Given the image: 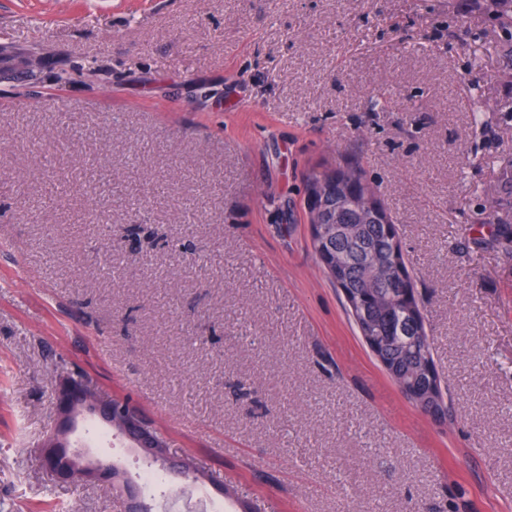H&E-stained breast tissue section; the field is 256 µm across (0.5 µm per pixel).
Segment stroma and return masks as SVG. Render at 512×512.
Here are the masks:
<instances>
[{"label": "stroma", "mask_w": 512, "mask_h": 512, "mask_svg": "<svg viewBox=\"0 0 512 512\" xmlns=\"http://www.w3.org/2000/svg\"><path fill=\"white\" fill-rule=\"evenodd\" d=\"M31 52L39 83L0 82V512H119L39 458L66 372L165 430L212 502L512 512V252L493 232L512 226L511 13L0 0V53ZM339 159L396 222L445 416L383 370L314 251L306 174ZM103 429L74 435L138 479L147 458Z\"/></svg>", "instance_id": "35a3bbf8"}]
</instances>
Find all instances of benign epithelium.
Here are the masks:
<instances>
[{"mask_svg": "<svg viewBox=\"0 0 512 512\" xmlns=\"http://www.w3.org/2000/svg\"><path fill=\"white\" fill-rule=\"evenodd\" d=\"M320 205L317 197H309L307 214L312 235L319 245H329L324 229L319 224ZM57 423L50 434L40 458L48 464L49 471L62 482L69 483L77 476L88 484L112 486V497L119 500L123 512H142L139 486L127 478L116 466L100 460L85 458L84 454L70 448L63 435L75 429L78 418L92 416L110 424L118 421L136 450L143 455L162 462L169 472L183 476L196 469V464L183 456L171 452L169 442L160 431L136 408L125 404L117 409L112 399L101 397L83 379L74 375H62L57 388Z\"/></svg>", "mask_w": 512, "mask_h": 512, "instance_id": "7a95c632", "label": "benign epithelium"}]
</instances>
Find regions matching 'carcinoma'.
I'll list each match as a JSON object with an SVG mask.
<instances>
[{
    "instance_id": "carcinoma-1",
    "label": "carcinoma",
    "mask_w": 512,
    "mask_h": 512,
    "mask_svg": "<svg viewBox=\"0 0 512 512\" xmlns=\"http://www.w3.org/2000/svg\"><path fill=\"white\" fill-rule=\"evenodd\" d=\"M350 181L358 195L327 192L330 180ZM309 193L324 197V204L336 205L344 220L355 226V237H334L333 248L317 251L330 279L340 288L359 332L385 371L413 395L430 403H443L436 384L432 348L423 320L413 314L408 295L414 292L403 249L394 244L397 229L367 221L375 198L358 166L339 165L312 171Z\"/></svg>"
}]
</instances>
